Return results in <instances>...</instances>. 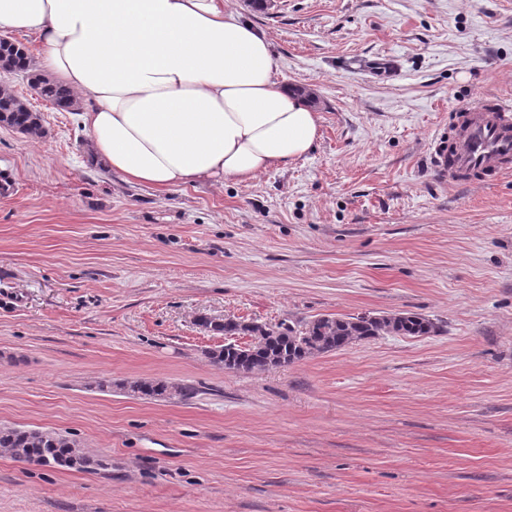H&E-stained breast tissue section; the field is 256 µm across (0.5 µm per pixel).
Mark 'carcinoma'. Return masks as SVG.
<instances>
[{
	"label": "carcinoma",
	"instance_id": "obj_1",
	"mask_svg": "<svg viewBox=\"0 0 512 512\" xmlns=\"http://www.w3.org/2000/svg\"><path fill=\"white\" fill-rule=\"evenodd\" d=\"M29 61L23 44L0 41V64L9 72L27 71ZM31 83L56 109L75 110L76 103L66 86L37 75L31 78ZM0 124L29 136L41 133L40 115L8 93L0 95ZM198 325L207 331L222 333L226 338L249 337L250 341L244 346L231 341L207 352L212 363L222 365L226 370L246 373L286 367L380 336H427L439 329L433 320L415 313L329 314L296 324L275 325L232 317L222 321L201 317ZM124 388L139 398L161 399L175 393L182 397L190 395L188 388L162 380L131 381ZM0 448L18 461L41 467L84 471L107 467L105 461L82 453L76 440L52 430L0 427Z\"/></svg>",
	"mask_w": 512,
	"mask_h": 512
}]
</instances>
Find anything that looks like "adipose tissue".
I'll return each instance as SVG.
<instances>
[{"label": "adipose tissue", "instance_id": "1", "mask_svg": "<svg viewBox=\"0 0 512 512\" xmlns=\"http://www.w3.org/2000/svg\"><path fill=\"white\" fill-rule=\"evenodd\" d=\"M38 72L80 96L91 161L159 190L245 182L309 154L319 116L224 0H0Z\"/></svg>", "mask_w": 512, "mask_h": 512}]
</instances>
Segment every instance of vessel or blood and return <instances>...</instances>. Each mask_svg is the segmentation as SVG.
Wrapping results in <instances>:
<instances>
[{
	"label": "vessel or blood",
	"mask_w": 512,
	"mask_h": 512,
	"mask_svg": "<svg viewBox=\"0 0 512 512\" xmlns=\"http://www.w3.org/2000/svg\"><path fill=\"white\" fill-rule=\"evenodd\" d=\"M455 137L438 140L433 160L456 176L484 182L512 171V102L460 106Z\"/></svg>",
	"instance_id": "1"
}]
</instances>
